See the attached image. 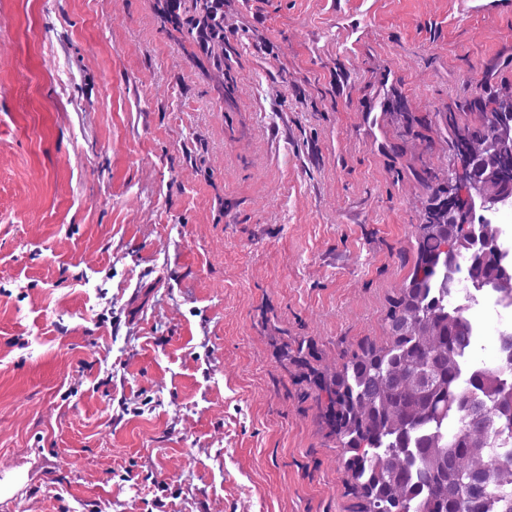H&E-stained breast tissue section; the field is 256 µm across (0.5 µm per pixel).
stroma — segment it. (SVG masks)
Returning a JSON list of instances; mask_svg holds the SVG:
<instances>
[{"label": "stroma", "mask_w": 512, "mask_h": 512, "mask_svg": "<svg viewBox=\"0 0 512 512\" xmlns=\"http://www.w3.org/2000/svg\"><path fill=\"white\" fill-rule=\"evenodd\" d=\"M224 20L219 69L166 0H0V512H360L311 372L388 342L512 11Z\"/></svg>", "instance_id": "obj_1"}]
</instances>
